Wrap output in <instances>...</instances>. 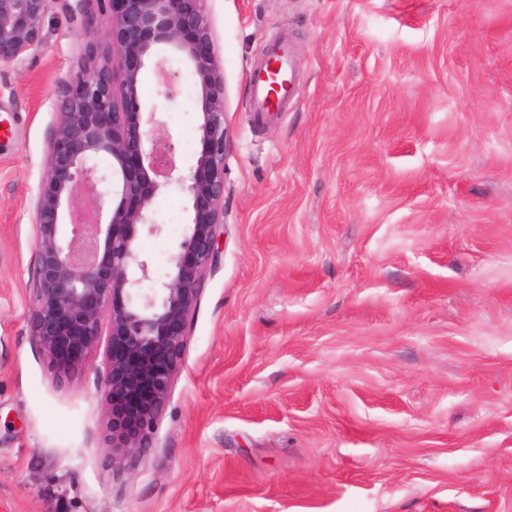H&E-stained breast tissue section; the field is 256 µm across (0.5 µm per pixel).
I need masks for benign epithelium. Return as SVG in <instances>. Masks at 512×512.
I'll use <instances>...</instances> for the list:
<instances>
[{
	"label": "benign epithelium",
	"mask_w": 512,
	"mask_h": 512,
	"mask_svg": "<svg viewBox=\"0 0 512 512\" xmlns=\"http://www.w3.org/2000/svg\"><path fill=\"white\" fill-rule=\"evenodd\" d=\"M48 2L0 0V66L42 47ZM90 2L100 24L80 33L84 51L58 103L33 201L38 267L29 323L60 383L105 344L97 390L108 433L104 452L116 476L134 471L153 448L181 368L189 317L219 261L229 134L207 0ZM172 54L191 66L202 110L201 150L184 171L165 121L156 108L144 112L140 105L149 63L172 100L178 76ZM101 155L112 158V168H100ZM116 174L121 197L105 220ZM174 190L189 199V222L168 271L156 276L138 230L162 231L150 208Z\"/></svg>",
	"instance_id": "1"
}]
</instances>
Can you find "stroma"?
<instances>
[{
    "label": "stroma",
    "instance_id": "obj_1",
    "mask_svg": "<svg viewBox=\"0 0 512 512\" xmlns=\"http://www.w3.org/2000/svg\"><path fill=\"white\" fill-rule=\"evenodd\" d=\"M229 145L220 261L155 444L113 477L94 351L30 336L33 195L91 15L52 0L0 67V512H512V0H207ZM291 39L266 122L247 73ZM177 163L196 86L154 78ZM138 244L164 271L186 208Z\"/></svg>",
    "mask_w": 512,
    "mask_h": 512
}]
</instances>
